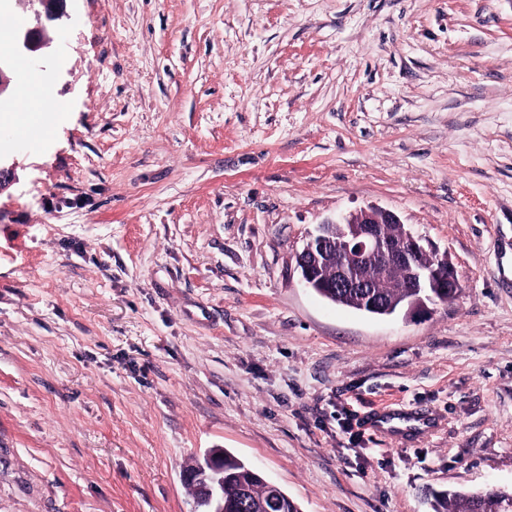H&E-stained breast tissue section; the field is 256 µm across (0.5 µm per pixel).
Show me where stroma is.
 <instances>
[{
  "mask_svg": "<svg viewBox=\"0 0 512 512\" xmlns=\"http://www.w3.org/2000/svg\"><path fill=\"white\" fill-rule=\"evenodd\" d=\"M0 127V512H194L224 448L301 512L512 489V0H67ZM368 205L455 300L374 317L295 253Z\"/></svg>",
  "mask_w": 512,
  "mask_h": 512,
  "instance_id": "obj_1",
  "label": "stroma"
}]
</instances>
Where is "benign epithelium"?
<instances>
[{"label":"benign epithelium","mask_w":512,"mask_h":512,"mask_svg":"<svg viewBox=\"0 0 512 512\" xmlns=\"http://www.w3.org/2000/svg\"><path fill=\"white\" fill-rule=\"evenodd\" d=\"M66 0H0V10L6 6L31 11L36 17L59 20L66 16ZM48 45L42 26L15 31L7 48L0 51V95L9 83L7 73L13 59L29 58L39 64V51ZM399 216L390 210L368 207L341 215L317 226L296 253L305 287L323 297L336 291L371 287L368 272L377 266L382 271L401 268L407 276V287L415 296L411 311L426 310V301L436 302L438 295L448 292V300L457 296L453 285L457 271L449 263L448 254L440 253L411 229H403L400 238L389 240L382 235L384 224H399ZM183 482L195 491V512H224V449L212 448L203 457L183 470Z\"/></svg>","instance_id":"7a95c632"}]
</instances>
